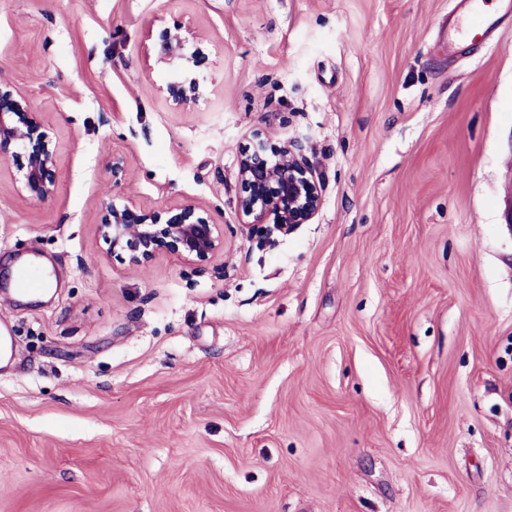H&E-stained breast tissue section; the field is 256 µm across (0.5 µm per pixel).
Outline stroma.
<instances>
[{"label": "stroma", "mask_w": 512, "mask_h": 512, "mask_svg": "<svg viewBox=\"0 0 512 512\" xmlns=\"http://www.w3.org/2000/svg\"><path fill=\"white\" fill-rule=\"evenodd\" d=\"M452 0H0V80L56 188L0 165V512H512V23L449 59ZM201 35L178 108L162 30ZM315 144L324 203L239 224L252 130ZM127 174L113 184V155ZM203 205L224 250L130 265L107 202Z\"/></svg>", "instance_id": "stroma-1"}]
</instances>
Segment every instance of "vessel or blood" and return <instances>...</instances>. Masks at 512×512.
Masks as SVG:
<instances>
[{
    "label": "vessel or blood",
    "instance_id": "1",
    "mask_svg": "<svg viewBox=\"0 0 512 512\" xmlns=\"http://www.w3.org/2000/svg\"><path fill=\"white\" fill-rule=\"evenodd\" d=\"M485 0H454V8L439 29L449 52L461 50L465 43L496 31L503 17L512 15V0H501V12L494 15L484 8Z\"/></svg>",
    "mask_w": 512,
    "mask_h": 512
}]
</instances>
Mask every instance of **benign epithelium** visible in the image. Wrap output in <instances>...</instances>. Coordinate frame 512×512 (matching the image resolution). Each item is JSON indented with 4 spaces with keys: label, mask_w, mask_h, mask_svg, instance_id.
<instances>
[{
    "label": "benign epithelium",
    "mask_w": 512,
    "mask_h": 512,
    "mask_svg": "<svg viewBox=\"0 0 512 512\" xmlns=\"http://www.w3.org/2000/svg\"><path fill=\"white\" fill-rule=\"evenodd\" d=\"M156 62L172 68L175 78L163 92L177 107L196 104L206 93L197 74L200 50L190 49L182 27L162 32L154 45ZM265 131L256 129L238 158L240 192L237 211L242 227L261 244L310 224L324 201L321 174L306 155V146L286 141L267 145ZM15 163L22 173V190L43 200L55 191L53 151L40 113L14 86L0 82V163ZM98 233L112 252H126L133 266H141L166 253L193 264L209 262L224 249V236L197 204L172 205L146 211L110 202Z\"/></svg>",
    "instance_id": "7a95c632"
}]
</instances>
